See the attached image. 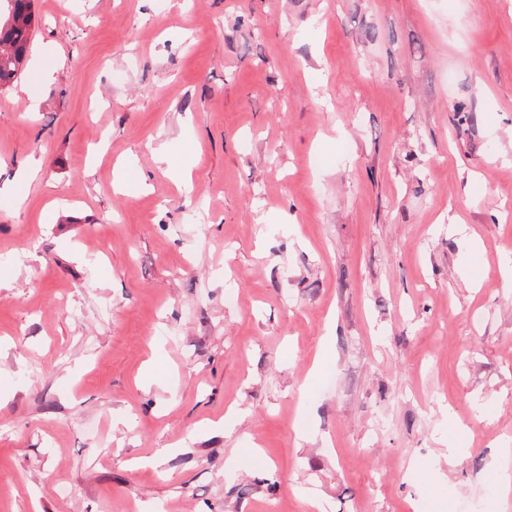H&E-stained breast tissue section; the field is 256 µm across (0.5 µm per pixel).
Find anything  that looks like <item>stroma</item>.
Listing matches in <instances>:
<instances>
[{
  "label": "stroma",
  "mask_w": 512,
  "mask_h": 512,
  "mask_svg": "<svg viewBox=\"0 0 512 512\" xmlns=\"http://www.w3.org/2000/svg\"><path fill=\"white\" fill-rule=\"evenodd\" d=\"M37 3L0 512H512V0Z\"/></svg>",
  "instance_id": "obj_1"
}]
</instances>
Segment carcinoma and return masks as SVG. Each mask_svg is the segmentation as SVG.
I'll list each match as a JSON object with an SVG mask.
<instances>
[{
  "instance_id": "1",
  "label": "carcinoma",
  "mask_w": 512,
  "mask_h": 512,
  "mask_svg": "<svg viewBox=\"0 0 512 512\" xmlns=\"http://www.w3.org/2000/svg\"><path fill=\"white\" fill-rule=\"evenodd\" d=\"M35 0H0V88L24 71L35 26Z\"/></svg>"
}]
</instances>
